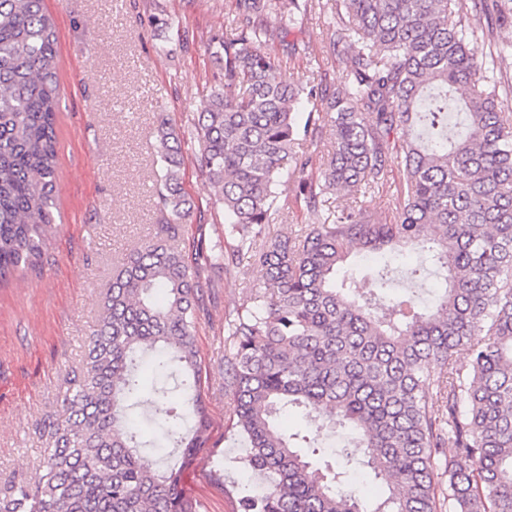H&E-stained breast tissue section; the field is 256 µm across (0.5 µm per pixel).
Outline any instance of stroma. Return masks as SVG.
<instances>
[{
	"label": "stroma",
	"instance_id": "35a3bbf8",
	"mask_svg": "<svg viewBox=\"0 0 512 512\" xmlns=\"http://www.w3.org/2000/svg\"><path fill=\"white\" fill-rule=\"evenodd\" d=\"M235 0H43L55 24L60 84L58 134L59 228L42 274L0 288V490L42 457L36 430L60 412L63 378L79 365L98 304L114 266L154 235L163 214L157 191L161 162L154 129L167 115L183 137L184 188L195 207L187 236L224 233V210L213 204L193 131L212 91L223 84L215 52L234 16ZM339 0H307L289 50H276L273 76L291 84L340 87L344 54L330 45L339 31ZM193 34L182 47L169 18ZM400 186L387 173L382 189L328 193L322 209H282L271 234L297 236L350 206L391 212ZM244 261L217 274L209 314L196 331L204 362L202 396L210 441L182 474L196 512H240L246 446L226 435L230 399L224 394V312L246 302L261 280Z\"/></svg>",
	"mask_w": 512,
	"mask_h": 512
}]
</instances>
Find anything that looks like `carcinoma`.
Returning a JSON list of instances; mask_svg holds the SVG:
<instances>
[{
    "mask_svg": "<svg viewBox=\"0 0 512 512\" xmlns=\"http://www.w3.org/2000/svg\"><path fill=\"white\" fill-rule=\"evenodd\" d=\"M337 43L346 78L302 116L312 86L272 78L271 50L305 0H236L234 28L217 61L224 83L198 120L205 175L224 208L232 249L186 244L194 207L184 191L182 140L167 118L155 129L163 163L165 221L132 250L103 295L79 368L67 374L62 413L48 414L35 473L0 495V512H196L183 469L207 447L202 358L195 331L210 273L248 253L264 279L225 315L231 357L226 429L249 445L248 472L265 489L242 512H365L352 466L386 492L371 512H512V120L499 98L504 53H483L482 18L512 23V0H342ZM57 37L43 0H0V285L40 273L56 230ZM335 128L320 163L295 150ZM405 125L402 158L387 150ZM400 162L392 215L344 209L334 224L300 236L262 238L277 189L299 173L294 202L316 209L328 190H374ZM412 249L442 279L425 309L392 292L388 266L369 293L340 275L350 249ZM469 353V369L455 360ZM170 364L183 375L182 404L142 396L139 372ZM301 408L316 430L353 434L314 477L302 448L316 438L281 428ZM160 426L179 467L141 457L136 424ZM453 448L447 460L441 449Z\"/></svg>",
    "mask_w": 512,
    "mask_h": 512,
    "instance_id": "cac0c4a2",
    "label": "carcinoma"
}]
</instances>
